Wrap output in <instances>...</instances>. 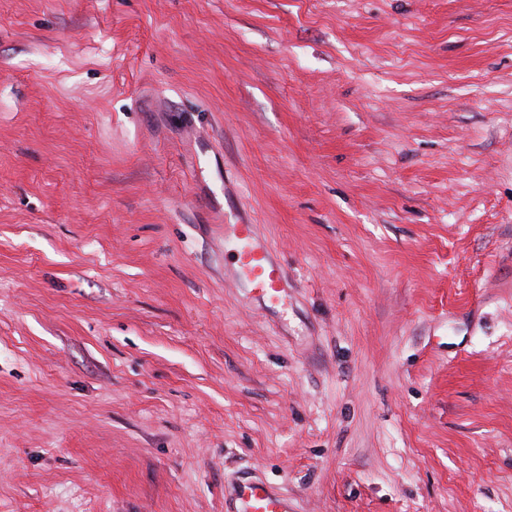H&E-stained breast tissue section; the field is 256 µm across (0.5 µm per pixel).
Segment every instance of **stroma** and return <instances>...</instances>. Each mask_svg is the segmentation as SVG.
Returning <instances> with one entry per match:
<instances>
[{
    "instance_id": "35a3bbf8",
    "label": "stroma",
    "mask_w": 512,
    "mask_h": 512,
    "mask_svg": "<svg viewBox=\"0 0 512 512\" xmlns=\"http://www.w3.org/2000/svg\"><path fill=\"white\" fill-rule=\"evenodd\" d=\"M243 477L512 512V0H0V512ZM232 234L241 273L266 301L277 303L285 294L284 270L271 262L268 249L256 241L252 224H234Z\"/></svg>"
}]
</instances>
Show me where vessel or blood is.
Wrapping results in <instances>:
<instances>
[{
  "mask_svg": "<svg viewBox=\"0 0 512 512\" xmlns=\"http://www.w3.org/2000/svg\"><path fill=\"white\" fill-rule=\"evenodd\" d=\"M232 234L241 273L266 301L277 303L285 294L282 267L271 262L267 248L257 242L252 225H234ZM232 498L235 512H296L288 496L262 481L240 480L233 488Z\"/></svg>",
  "mask_w": 512,
  "mask_h": 512,
  "instance_id": "1",
  "label": "vessel or blood"
}]
</instances>
